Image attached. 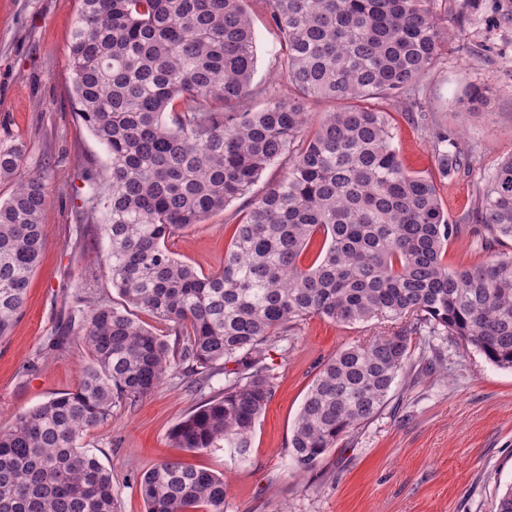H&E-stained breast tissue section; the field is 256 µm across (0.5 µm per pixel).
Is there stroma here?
Instances as JSON below:
<instances>
[{
	"mask_svg": "<svg viewBox=\"0 0 512 512\" xmlns=\"http://www.w3.org/2000/svg\"><path fill=\"white\" fill-rule=\"evenodd\" d=\"M451 39L406 106L393 110L395 145L409 170L435 177L453 224H467L486 182L512 156V0H447ZM80 0H0V150L21 147L14 174L0 179V202L35 174L50 195L42 214L45 244L27 303L0 339V428L15 415L76 388L84 348L69 318L80 283L107 249L102 207L90 199L108 163L104 146L76 114L69 44ZM257 62L254 84H277V35L252 5ZM485 84L490 102L462 112L456 100L468 81ZM457 143L463 166L441 177L437 135ZM244 200L166 242L197 271H222ZM512 255V241L484 245L465 235L448 245L450 265ZM377 324L340 325L319 317L300 322L287 349L269 358L275 392L252 435L249 462L223 450L173 447L171 432L191 410L224 388L223 375L188 388L167 376L149 395L115 408L111 422L84 439L112 472L119 512H145L137 486L158 461L179 457L224 476L226 512H490L512 485V369L501 368L454 339L436 341L439 363L411 350L385 406L345 433L317 466L295 473L288 446L320 365L340 347L368 339Z\"/></svg>",
	"mask_w": 512,
	"mask_h": 512,
	"instance_id": "obj_1",
	"label": "stroma"
}]
</instances>
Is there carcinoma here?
Here are the masks:
<instances>
[{
    "mask_svg": "<svg viewBox=\"0 0 512 512\" xmlns=\"http://www.w3.org/2000/svg\"><path fill=\"white\" fill-rule=\"evenodd\" d=\"M249 2L81 0L70 44L77 115L109 160L108 249L83 286L104 278L121 302L92 297L70 318L86 349L77 388L0 429V512H118L112 473L83 440L184 364L224 374V389L175 426L173 446L247 461L275 390L267 356L313 316L399 326L321 364L290 439L300 472L385 405L414 336H452L512 368V256L446 258L466 231L512 240V157L494 168L474 224H451L433 178L403 165L391 115L373 104L404 103L440 58L449 31L437 0H257L279 37L286 98L253 85ZM312 98L343 106L316 120ZM457 103L481 111L486 88L468 82ZM453 146L445 136L435 145L445 176L460 168ZM22 156L0 151V178ZM278 160L287 171L249 201L222 272L172 255L168 238L248 194ZM48 198L38 174L0 203V339L38 266ZM138 310L173 340L141 325ZM139 488L146 512H224V478L180 458L156 463Z\"/></svg>",
    "mask_w": 512,
    "mask_h": 512,
    "instance_id": "carcinoma-1",
    "label": "carcinoma"
}]
</instances>
